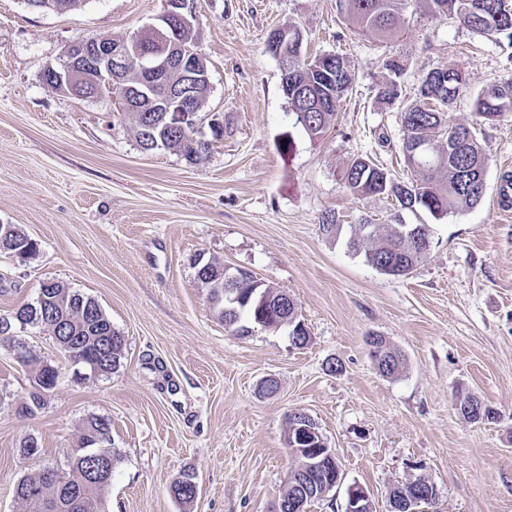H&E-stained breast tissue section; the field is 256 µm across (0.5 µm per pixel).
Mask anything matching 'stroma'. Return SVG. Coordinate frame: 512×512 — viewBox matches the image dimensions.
I'll return each mask as SVG.
<instances>
[{
  "instance_id": "1",
  "label": "stroma",
  "mask_w": 512,
  "mask_h": 512,
  "mask_svg": "<svg viewBox=\"0 0 512 512\" xmlns=\"http://www.w3.org/2000/svg\"><path fill=\"white\" fill-rule=\"evenodd\" d=\"M195 3L207 110L226 125L199 165L143 151L109 99L42 81L73 41L127 38L156 23L165 0H88L66 12L0 0V224L38 245L24 262L0 254V316L51 279L94 298L125 338L119 369L78 379L49 336L15 328L61 371L30 415L17 407L32 373L0 341V512H24L15 497L24 476L69 472L77 429L92 414L111 420L120 456L103 512H273L294 466L284 435L295 409L315 420L346 482L370 490L375 512H387L393 485L419 474L439 492L430 512H512V214L500 197L512 176V113L480 127L473 111L479 92L512 81V49L428 14L420 0L401 37L381 47L339 18L336 0ZM288 26L303 32L304 55H343L355 73L319 139L294 127L281 63L265 50L268 33ZM381 53L408 57L400 81L409 101L425 72L463 71L447 113L476 126L488 158L476 207L437 220L345 188L343 170L358 155L397 181L411 176L400 114L377 99ZM287 136L294 148L283 153ZM328 211L341 225L332 235L321 228ZM364 218L431 225L430 248L408 276L385 275L348 248ZM200 255L290 294L308 345L294 348L284 329H225L196 282ZM373 334L402 351L398 376L376 371ZM268 377L272 395L260 390ZM469 392L499 420L463 419L455 403ZM29 435L41 453L26 459L18 449ZM186 471L199 492L184 506L170 484Z\"/></svg>"
}]
</instances>
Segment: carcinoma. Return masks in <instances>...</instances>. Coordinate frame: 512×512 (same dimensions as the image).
<instances>
[{
	"label": "carcinoma",
	"instance_id": "cac0c4a2",
	"mask_svg": "<svg viewBox=\"0 0 512 512\" xmlns=\"http://www.w3.org/2000/svg\"><path fill=\"white\" fill-rule=\"evenodd\" d=\"M410 0H336V7L346 21L358 32L366 33L380 41L391 40L400 35L405 23V12ZM428 12L440 16L452 15L472 32L488 36L497 41L505 39L512 47V7L508 0H424ZM273 33L282 36L284 48L280 55L282 75L288 80L287 96L293 110L295 125L301 127L312 139L323 137L336 120L340 103L352 87L355 74L347 60L336 56V66L321 64V57L308 60L301 56L295 40L302 36L297 27L279 28ZM405 59L385 57L378 61L384 71V79L379 85L378 96L390 108L400 112L402 126L401 150L415 179L410 182H397L388 172L370 159L357 157L348 161L343 180L346 189L353 195L390 198L397 206L407 210H425L440 219L464 208L477 206L484 191L488 159L483 153L471 128L464 124H453L447 120L442 108L448 103L436 98L442 92L441 81H454L456 92L464 89L465 78L461 70L448 68L430 70L421 78L415 100L407 103L402 98L399 78L405 71ZM138 81H149V76L130 65L126 73L115 82L112 89V102L117 111L125 113L132 121L136 140L141 149L148 151V144L156 141L165 148L179 153L193 165L206 161L212 146L198 144L196 132L190 125L168 128L154 117L157 99L163 96L165 87L162 81L151 82V96L142 99L135 108L126 109L122 102L123 86ZM303 87L307 100V112L299 116L296 96L292 92ZM475 115L483 122H492L498 117L512 112V83L494 85L477 94L473 101ZM430 141L433 153L416 162L409 155L410 145ZM16 257L27 260L33 257L37 243L18 232L14 235ZM348 247L357 255L363 256L366 263L382 273L404 277L422 260L423 254L410 240L394 233L382 240H364L361 243L348 241ZM258 287L272 295V302H278L282 290L261 283L256 285L249 280L241 284V297L244 301L236 309L226 313L215 309L224 326L237 333L247 327L256 326V311L252 303L245 302L252 289ZM41 301L47 309L45 319H32V305L19 307L8 320L20 325L38 328L44 334L64 336L68 349L62 351L64 357L87 358L98 350L99 344L108 345V356L102 369L108 376L117 370L124 358L125 338L112 327V322L95 299L71 290L65 285L58 288H45ZM32 367L34 386H50L58 379L57 366L32 357L25 361ZM112 434L111 421L103 416L87 417L79 427L77 448L70 460L71 474L55 473V479L48 484L49 500L55 502V512H98L102 496L111 484L113 471L103 474L92 469L85 455V443L101 435ZM39 475L26 476L17 485L15 496L25 507V512H45L40 490L34 487ZM171 495L183 504L195 499L194 490L176 478L170 485Z\"/></svg>",
	"mask_w": 512,
	"mask_h": 512
}]
</instances>
